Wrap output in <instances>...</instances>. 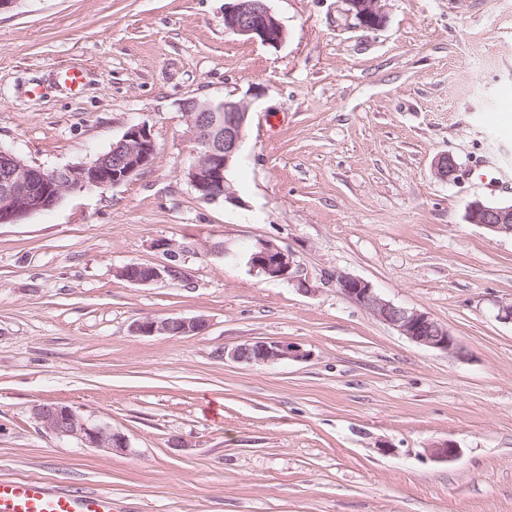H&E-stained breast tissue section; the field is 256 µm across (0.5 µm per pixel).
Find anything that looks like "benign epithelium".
Masks as SVG:
<instances>
[{"label": "benign epithelium", "instance_id": "benign-epithelium-1", "mask_svg": "<svg viewBox=\"0 0 512 512\" xmlns=\"http://www.w3.org/2000/svg\"><path fill=\"white\" fill-rule=\"evenodd\" d=\"M269 0H232L224 6V29L264 46L278 47L287 31L272 12ZM344 14L363 29L383 26L386 14L384 0H341ZM181 110L196 144V156L186 171L189 184L206 201L236 199L235 189L227 173L237 162L249 124V110L243 102L230 96L219 100L186 99ZM157 146L153 131L147 125H133L112 150L78 164L56 168L33 167L14 152L0 147V224H18L27 216L54 208L69 192L107 189L120 185L151 166ZM458 165L449 155L441 156L434 166L435 176L442 181L458 178ZM466 220L495 234L512 235V204L503 205L474 200L467 205ZM167 261L157 265L127 264L117 276L131 284H150L165 280H181L184 271L174 265L185 247L173 241L156 244ZM250 270L277 281L292 279L293 253L271 241L258 242L248 255ZM340 294L381 322L394 328L418 346L459 355L462 348L448 328L428 313L398 306L384 299L371 282L351 274L338 272L330 276ZM208 328L202 318H146L133 323L134 333L142 336L164 334L171 337L198 336ZM215 357L239 364H272L301 359V348L281 341H253L231 349H219ZM33 418L58 438L74 439L89 448L109 452H126L127 436L106 421L82 416L69 405L44 402L34 405ZM430 455L449 461L458 455L457 446L447 441L429 449Z\"/></svg>", "mask_w": 512, "mask_h": 512}]
</instances>
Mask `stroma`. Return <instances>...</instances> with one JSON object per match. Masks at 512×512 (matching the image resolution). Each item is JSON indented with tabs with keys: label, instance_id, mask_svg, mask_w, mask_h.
<instances>
[{
	"label": "stroma",
	"instance_id": "obj_1",
	"mask_svg": "<svg viewBox=\"0 0 512 512\" xmlns=\"http://www.w3.org/2000/svg\"><path fill=\"white\" fill-rule=\"evenodd\" d=\"M226 0H20L0 15V146L44 168L88 161L133 125L149 168L0 224V479L108 491L116 512H512V235L467 223L512 203V0H385L350 25L341 0H270L267 47L224 30ZM84 74L79 90L61 73ZM243 101L234 202L186 170L189 98ZM458 181L434 174L438 157ZM185 246L181 281L118 268ZM261 240L294 280L252 272ZM346 272L429 313L464 350L425 349L329 280ZM306 280L310 293L298 290ZM205 318L140 336L144 318ZM253 340L304 358L214 359ZM61 402L125 434L127 452L45 431ZM453 441L451 461L431 446ZM208 328V322L202 318L167 317L162 319L146 318L133 323L135 334L151 336L164 334L171 337L198 336Z\"/></svg>",
	"mask_w": 512,
	"mask_h": 512
}]
</instances>
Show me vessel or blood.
Wrapping results in <instances>:
<instances>
[{"label":"vessel or blood","mask_w":512,"mask_h":512,"mask_svg":"<svg viewBox=\"0 0 512 512\" xmlns=\"http://www.w3.org/2000/svg\"><path fill=\"white\" fill-rule=\"evenodd\" d=\"M111 495L73 494L50 489L38 480H0V512H112Z\"/></svg>","instance_id":"1"}]
</instances>
